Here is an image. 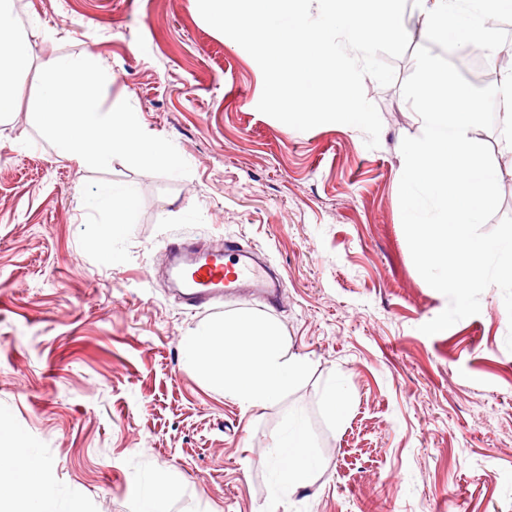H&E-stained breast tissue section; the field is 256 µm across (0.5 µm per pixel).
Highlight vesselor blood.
<instances>
[{"label": "vessel or blood", "instance_id": "1", "mask_svg": "<svg viewBox=\"0 0 512 512\" xmlns=\"http://www.w3.org/2000/svg\"><path fill=\"white\" fill-rule=\"evenodd\" d=\"M168 253V276L183 300L195 308L212 306L244 289L263 294L273 303L279 298V279L235 241L208 251L180 241L170 244Z\"/></svg>", "mask_w": 512, "mask_h": 512}]
</instances>
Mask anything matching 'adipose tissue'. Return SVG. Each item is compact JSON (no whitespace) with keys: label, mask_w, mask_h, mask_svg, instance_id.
I'll list each match as a JSON object with an SVG mask.
<instances>
[{"label":"adipose tissue","mask_w":512,"mask_h":512,"mask_svg":"<svg viewBox=\"0 0 512 512\" xmlns=\"http://www.w3.org/2000/svg\"><path fill=\"white\" fill-rule=\"evenodd\" d=\"M30 61L29 42L16 31L12 0H0L1 113L13 107ZM137 197L133 184L119 183L86 200V207L103 217L99 233L105 240L122 235L132 222ZM181 353L184 362L210 386L248 410L276 403L311 364L307 355L291 352L277 321L247 313L199 326L184 338ZM314 467L307 420L302 413L292 412L269 450V495L263 512H290L295 492L307 484ZM39 470L34 446L20 442L0 449V512H71L66 496L49 497L37 490Z\"/></svg>","instance_id":"ef3b65f1"}]
</instances>
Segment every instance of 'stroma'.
Here are the masks:
<instances>
[{"instance_id": "stroma-1", "label": "stroma", "mask_w": 512, "mask_h": 512, "mask_svg": "<svg viewBox=\"0 0 512 512\" xmlns=\"http://www.w3.org/2000/svg\"><path fill=\"white\" fill-rule=\"evenodd\" d=\"M33 64L0 123V424L41 458L40 479L74 512H139L144 475L174 486L169 512H261L264 460L294 409L317 454L293 512H512V330L498 287L479 314L432 336L448 305L416 270L399 204V151L417 133L401 83L364 82L380 144L333 123L301 132L258 111L263 75L209 25L197 0H13ZM95 53L103 102L129 101L170 139L186 177L124 161L98 172L57 158L29 103L50 59ZM499 216L512 214V154L481 130ZM138 188L133 224L102 240L78 198ZM233 239L283 278L277 306L247 293L205 310L163 274L168 244ZM249 310L275 319L304 379L273 406L243 410L184 363L198 326ZM343 383L334 423L323 391Z\"/></svg>"}]
</instances>
